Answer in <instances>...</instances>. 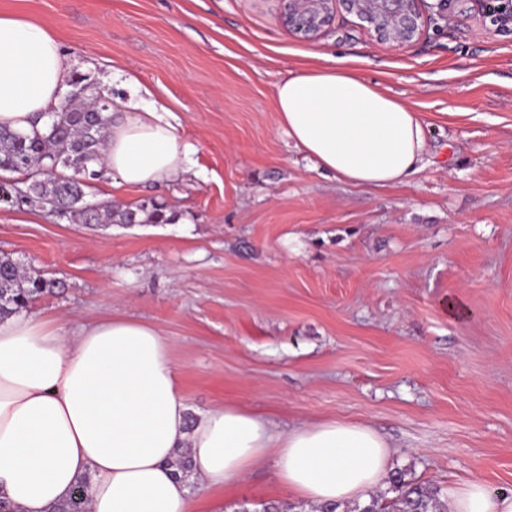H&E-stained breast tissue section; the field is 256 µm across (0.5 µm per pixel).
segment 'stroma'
Returning <instances> with one entry per match:
<instances>
[{
  "label": "stroma",
  "mask_w": 512,
  "mask_h": 512,
  "mask_svg": "<svg viewBox=\"0 0 512 512\" xmlns=\"http://www.w3.org/2000/svg\"><path fill=\"white\" fill-rule=\"evenodd\" d=\"M280 0H0L53 29L71 72L175 117L190 164L148 187L111 175L93 202L166 203L169 224H76L0 205V255L57 288L33 316L70 329L156 325L191 411L235 405L276 431L342 420L380 432L394 470L449 492L512 491V35L471 0L394 48L339 13L312 42ZM348 59L432 125L405 185L315 169L280 128L278 82ZM464 309L448 311L449 297ZM224 512H302L264 458Z\"/></svg>",
  "instance_id": "obj_1"
}]
</instances>
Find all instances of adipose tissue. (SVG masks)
I'll return each mask as SVG.
<instances>
[{
    "instance_id": "1",
    "label": "adipose tissue",
    "mask_w": 512,
    "mask_h": 512,
    "mask_svg": "<svg viewBox=\"0 0 512 512\" xmlns=\"http://www.w3.org/2000/svg\"><path fill=\"white\" fill-rule=\"evenodd\" d=\"M69 79L54 32L0 13L1 125L43 127ZM274 104L294 146L340 181L397 186L427 161L421 114L343 65L289 75ZM110 117L104 163L114 178L146 186L185 172L189 149L165 113L116 108ZM184 451L187 476L173 465ZM269 455L276 483L318 507L363 502L392 470L389 445L366 425L334 420L282 434L235 406L191 414L155 325L109 318L72 334L22 313L0 321V497L17 512H46L84 476L90 512H196L190 481L230 487ZM448 512H512V494L474 480L450 493Z\"/></svg>"
}]
</instances>
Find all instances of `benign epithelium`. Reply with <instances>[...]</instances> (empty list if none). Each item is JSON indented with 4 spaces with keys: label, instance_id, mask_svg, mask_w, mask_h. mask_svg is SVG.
I'll return each mask as SVG.
<instances>
[{
    "label": "benign epithelium",
    "instance_id": "benign-epithelium-1",
    "mask_svg": "<svg viewBox=\"0 0 512 512\" xmlns=\"http://www.w3.org/2000/svg\"><path fill=\"white\" fill-rule=\"evenodd\" d=\"M281 22L293 36L314 40L327 31L342 6L355 15L373 40L405 47L423 35L436 15L448 20L452 0H282ZM489 32H512V0H473Z\"/></svg>",
    "mask_w": 512,
    "mask_h": 512
}]
</instances>
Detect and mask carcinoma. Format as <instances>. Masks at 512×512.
<instances>
[{
  "label": "carcinoma",
  "instance_id": "obj_1",
  "mask_svg": "<svg viewBox=\"0 0 512 512\" xmlns=\"http://www.w3.org/2000/svg\"><path fill=\"white\" fill-rule=\"evenodd\" d=\"M70 86L44 130L23 133L0 126V172L24 176V187L0 182V191L10 192L13 205L48 207L81 224L169 222L167 206L152 200L125 208L109 203L88 208L83 201L89 187L85 179L98 180L104 173L103 151L110 131L105 112L111 102L82 75L75 76ZM60 167L73 175L58 171ZM55 287V281L27 273L18 262L1 255L0 320L24 311ZM391 484L397 493L391 502L372 496L351 512H448L447 498L436 486L414 483L401 472L392 476ZM90 498V482L82 479L51 512H89Z\"/></svg>",
  "mask_w": 512,
  "mask_h": 512
}]
</instances>
